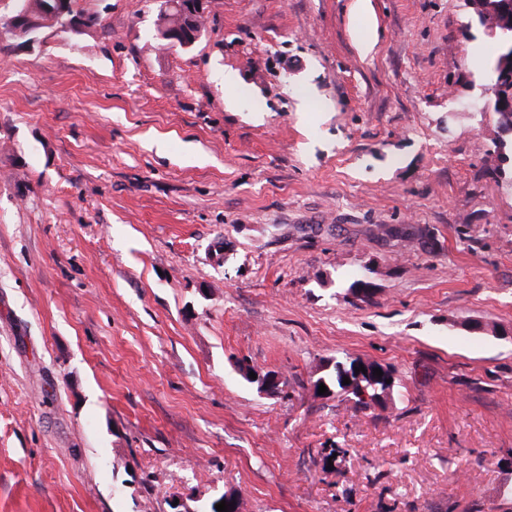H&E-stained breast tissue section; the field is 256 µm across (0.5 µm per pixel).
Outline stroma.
Instances as JSON below:
<instances>
[{"mask_svg":"<svg viewBox=\"0 0 512 512\" xmlns=\"http://www.w3.org/2000/svg\"><path fill=\"white\" fill-rule=\"evenodd\" d=\"M354 2L211 0L188 50L155 0L0 27V512H512L498 45L464 0ZM349 357L384 406L313 395ZM240 371L242 372V374L244 375V377L246 379L250 380L251 382H257L259 385L260 391L267 395H276V394L280 393L284 388L283 383L285 382V380L277 372L270 371V372L265 373L264 375H260L257 371L251 369L247 365H241ZM250 372H254L257 375V378L256 379L250 378L249 377ZM285 384H286V382H285Z\"/></svg>","mask_w":512,"mask_h":512,"instance_id":"1","label":"stroma"}]
</instances>
